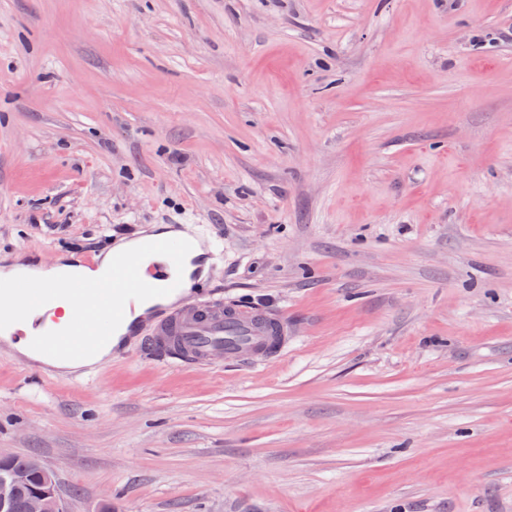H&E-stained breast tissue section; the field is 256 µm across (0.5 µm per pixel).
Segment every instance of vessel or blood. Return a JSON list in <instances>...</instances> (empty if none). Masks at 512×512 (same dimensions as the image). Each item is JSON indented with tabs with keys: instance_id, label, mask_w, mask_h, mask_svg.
Masks as SVG:
<instances>
[{
	"instance_id": "1",
	"label": "vessel or blood",
	"mask_w": 512,
	"mask_h": 512,
	"mask_svg": "<svg viewBox=\"0 0 512 512\" xmlns=\"http://www.w3.org/2000/svg\"><path fill=\"white\" fill-rule=\"evenodd\" d=\"M189 255L184 241L156 239L114 256L109 273L94 280L0 283V329L33 316L37 307L41 315L28 335L34 349L52 360L94 358L109 339L98 327L99 315L109 314L115 328L127 327L137 303L178 292ZM62 300L69 307L64 321L55 315ZM288 343L283 313L250 304L228 306L221 297L205 295L169 309L156 322L148 345L159 360L209 368L232 357L248 361L258 352L274 358L287 351Z\"/></svg>"
}]
</instances>
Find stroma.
Masks as SVG:
<instances>
[{"label": "stroma", "instance_id": "1", "mask_svg": "<svg viewBox=\"0 0 512 512\" xmlns=\"http://www.w3.org/2000/svg\"><path fill=\"white\" fill-rule=\"evenodd\" d=\"M169 228L278 358L0 343L72 512H512V0H0V269Z\"/></svg>", "mask_w": 512, "mask_h": 512}]
</instances>
